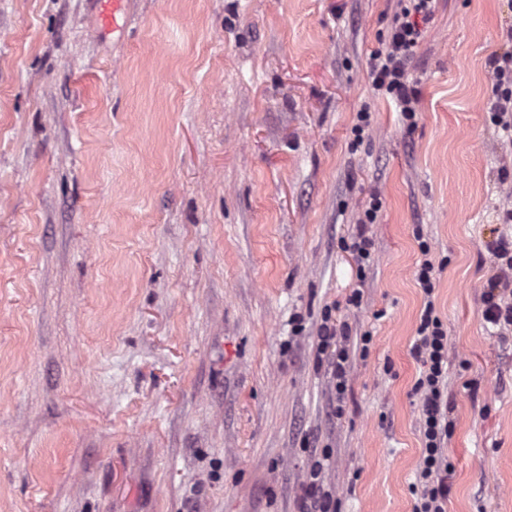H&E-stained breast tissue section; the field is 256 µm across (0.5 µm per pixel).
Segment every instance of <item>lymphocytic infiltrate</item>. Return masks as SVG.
Segmentation results:
<instances>
[{
	"label": "lymphocytic infiltrate",
	"mask_w": 512,
	"mask_h": 512,
	"mask_svg": "<svg viewBox=\"0 0 512 512\" xmlns=\"http://www.w3.org/2000/svg\"><path fill=\"white\" fill-rule=\"evenodd\" d=\"M436 0H400L389 33L380 49L368 59V73L374 90L391 98L407 125H414L418 90L410 67L422 38L420 20L428 19ZM425 258L416 270V282L424 295L413 352L422 365L414 390L419 396L422 424V464L416 475L419 490L413 512H448V440L453 424L445 386L448 381V330L437 314L434 302L435 267L427 255L430 247L420 243ZM493 273L482 293V318L485 323L507 330L512 328V241L499 238L490 247ZM336 306L322 314L316 347L318 364L327 367L337 395H344L346 378L355 355H367L371 333L360 337V349H353L347 324L336 321ZM331 457L330 448L311 450L307 479L299 498V512H336L335 493L326 488L322 474Z\"/></svg>",
	"instance_id": "obj_1"
}]
</instances>
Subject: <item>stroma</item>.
Instances as JSON below:
<instances>
[{
    "mask_svg": "<svg viewBox=\"0 0 512 512\" xmlns=\"http://www.w3.org/2000/svg\"><path fill=\"white\" fill-rule=\"evenodd\" d=\"M398 0H0V512H298L309 447L339 512H412L430 246L448 326V512H512V239L492 59L512 0H437L414 129L370 54ZM373 122L352 147L361 108ZM375 223L358 222L371 195ZM373 240L344 414L315 362ZM98 1L102 9L95 14V25L99 31H105L112 23V33L118 29V18L124 10L127 0H94ZM494 273L482 293V318L501 332L512 328V241L501 237L489 246Z\"/></svg>",
    "mask_w": 512,
    "mask_h": 512,
    "instance_id": "obj_1",
    "label": "stroma"
}]
</instances>
